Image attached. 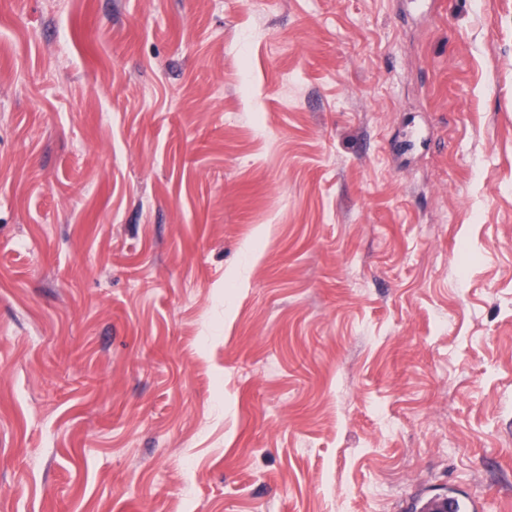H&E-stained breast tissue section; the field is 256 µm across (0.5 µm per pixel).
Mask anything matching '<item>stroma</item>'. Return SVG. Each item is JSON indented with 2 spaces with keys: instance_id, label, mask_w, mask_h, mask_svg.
Wrapping results in <instances>:
<instances>
[{
  "instance_id": "35a3bbf8",
  "label": "stroma",
  "mask_w": 512,
  "mask_h": 512,
  "mask_svg": "<svg viewBox=\"0 0 512 512\" xmlns=\"http://www.w3.org/2000/svg\"><path fill=\"white\" fill-rule=\"evenodd\" d=\"M512 512V0H0V512ZM475 505L468 499L457 495H444L432 500L426 512H475Z\"/></svg>"
}]
</instances>
